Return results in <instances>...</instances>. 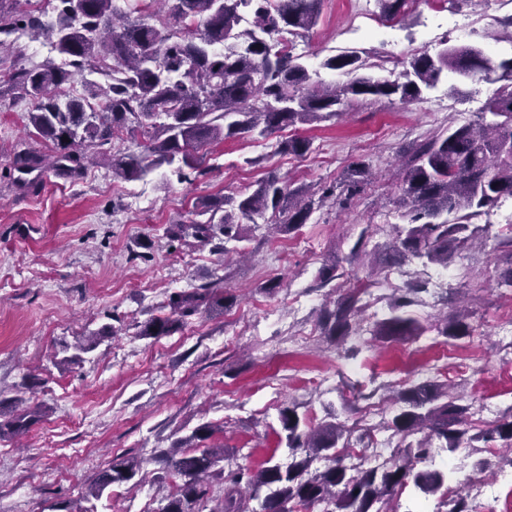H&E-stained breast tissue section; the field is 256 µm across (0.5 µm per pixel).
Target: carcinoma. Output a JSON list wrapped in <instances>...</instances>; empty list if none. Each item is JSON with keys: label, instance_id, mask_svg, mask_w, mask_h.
Instances as JSON below:
<instances>
[{"label": "carcinoma", "instance_id": "carcinoma-1", "mask_svg": "<svg viewBox=\"0 0 512 512\" xmlns=\"http://www.w3.org/2000/svg\"><path fill=\"white\" fill-rule=\"evenodd\" d=\"M143 0H46L54 19L44 22L30 0H0V65L16 53L17 34L48 40L68 60L64 68L48 59L35 68L11 66L0 72V87L32 102L28 126L52 146V162L43 155L23 152L13 168L21 174L49 168L66 178L88 169L102 157L112 176L132 182L147 177L164 164L182 181L186 170L199 171V151L214 141L265 137L298 123L311 124L340 116L360 96L394 98L406 105L421 99L441 79L477 83L492 71L502 88L487 102L478 119L449 127L418 144L402 169V201L408 224L397 228L385 261L396 265L412 256L448 267L477 234L487 231L469 221L486 213L503 197H512V56H493L483 47L457 42L437 55L423 53L402 62V69L373 77L361 73L366 60L349 51L323 59L321 67L340 71L350 79L342 84L311 83L301 56L279 49L277 37L298 38L319 21L324 0H159L165 18L152 19ZM101 72L106 84L87 82L85 94L72 97L65 86L86 74ZM140 129L143 150L116 146L124 132ZM311 142L291 137L283 143L289 153L302 156ZM369 164L351 166L346 191L350 194L369 181ZM335 194L329 187L317 193L292 188L276 172L253 190L236 196L202 199L196 214L207 220L175 223L165 229L171 241L192 238L201 245L227 252V244L248 240V223L266 213H288L276 225L287 234L306 223L314 207ZM427 291L415 283L393 297L387 315L375 325L374 336L397 341L421 336L426 328L408 311L415 297ZM234 297L224 295V279L169 294L161 305L165 313L138 324L137 336L156 339L184 329L189 320L223 309ZM359 295L352 293L323 307V336L335 347L346 346L353 322L361 312ZM470 314L445 318L438 335L448 339L471 336ZM114 335L104 325L73 344L60 345L62 365H78ZM398 407L383 428L404 443V456L379 461L366 451L376 444L378 427L347 426L325 421L315 428L305 424L296 407L280 411L291 462L269 464L254 472L246 466L224 470V448L183 449L184 443L209 437L201 427L191 436L159 451L155 461L167 474L181 480L159 512H388L379 504L399 488L410 485L420 497L438 498L451 505L448 512H474L466 498L448 497L454 471L434 464L440 452L453 456L480 440L500 439L512 448V413L491 428L469 434V406L448 395V385L430 379L406 382L397 390ZM44 417L38 405L21 407L19 400L0 398V438L19 437ZM423 437L416 442L409 438ZM362 448L355 460L343 449ZM324 466H313L314 461ZM143 468L137 457H121L100 472L87 495L98 498L114 483L131 480ZM224 478L222 495L211 496L206 476ZM260 501V510L249 501Z\"/></svg>", "mask_w": 512, "mask_h": 512}]
</instances>
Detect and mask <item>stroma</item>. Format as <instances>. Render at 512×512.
I'll return each mask as SVG.
<instances>
[{
	"label": "stroma",
	"mask_w": 512,
	"mask_h": 512,
	"mask_svg": "<svg viewBox=\"0 0 512 512\" xmlns=\"http://www.w3.org/2000/svg\"><path fill=\"white\" fill-rule=\"evenodd\" d=\"M461 16L476 28L477 42L497 55L512 52L502 41V19L512 0H467L435 11L427 0L389 23L390 39L370 41L351 0H324L317 25L300 43L314 82L343 83L345 74L321 68L329 55L356 50L369 74L383 75L409 53H436L448 38V20ZM464 96L447 83L422 100L353 102L345 115L287 127L266 137L228 139L206 147L204 174L177 182L168 167L145 180L117 182L106 165L79 178L10 175L17 148L44 150L29 136L25 102L0 94V393L42 406L45 415L24 438L0 439V512H51L76 501L88 512H158L178 480L163 475L156 453L196 429L212 431L208 445L224 447L225 466L257 469L268 459L289 461L279 412L296 407L310 425L336 416L346 424L378 427L383 456L396 452L381 431L394 406L390 389L408 378H430L479 413L485 429L512 407V288L500 274L512 267V238L497 222L512 198L477 219L487 226L486 246L464 250L438 268L412 258L403 265H364L372 246L389 242L405 224L401 168L415 145L436 131L476 120L497 86L464 84ZM311 142L302 157L281 153L292 136ZM370 163L373 177L354 194L314 209L307 224L284 235L266 224L250 229L246 256L169 241L167 225L195 220L194 204L255 185L276 171L293 186L340 183L350 164ZM336 277L321 283L318 272ZM223 279L235 302L224 311L193 317L182 332L142 339L136 325L159 314L167 294ZM280 283L267 291L270 280ZM414 281L426 293L413 312L423 336L404 342L376 339L372 329L390 298ZM360 292L362 311L339 355L318 325L327 296ZM466 296L474 311L472 336L445 340L434 326ZM104 325L116 334L85 355L81 365L61 366L62 342ZM489 450L496 473L474 470L470 450L455 453L451 487L472 495L478 483L494 496H512V469L500 468V441ZM143 461L142 482L108 487L100 498L85 492L114 459Z\"/></svg>",
	"instance_id": "stroma-1"
}]
</instances>
